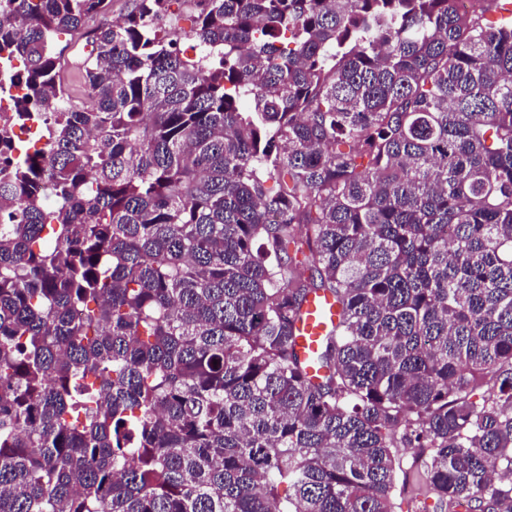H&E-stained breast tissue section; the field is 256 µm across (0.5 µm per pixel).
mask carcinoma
Segmentation results:
<instances>
[{
  "mask_svg": "<svg viewBox=\"0 0 512 512\" xmlns=\"http://www.w3.org/2000/svg\"><path fill=\"white\" fill-rule=\"evenodd\" d=\"M502 3L0 0L49 138L0 149V512H394L396 448L512 512ZM339 309L331 296L317 294L312 296L304 308V318L298 324L297 350L311 366V376L320 374L315 366V354L323 336L338 320Z\"/></svg>",
  "mask_w": 512,
  "mask_h": 512,
  "instance_id": "obj_1",
  "label": "carcinoma"
}]
</instances>
